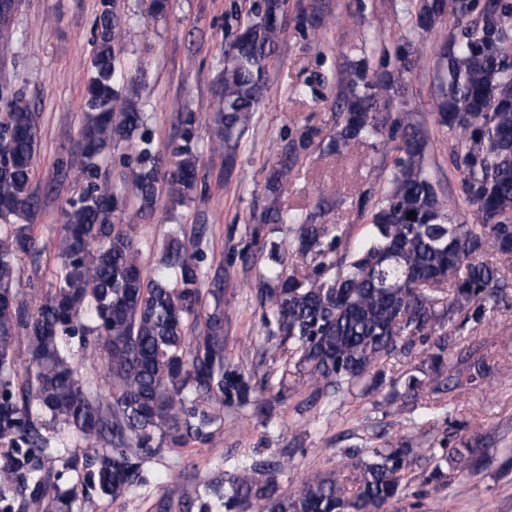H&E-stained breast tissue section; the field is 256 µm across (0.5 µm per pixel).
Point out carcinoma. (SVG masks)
I'll list each match as a JSON object with an SVG mask.
<instances>
[{
  "mask_svg": "<svg viewBox=\"0 0 512 512\" xmlns=\"http://www.w3.org/2000/svg\"><path fill=\"white\" fill-rule=\"evenodd\" d=\"M288 0H260L252 17L224 51L218 100V141L212 152L234 160L268 90V72L286 30ZM413 28L431 33L447 18L461 28L440 42L436 55L435 120L455 145L459 173L454 207L440 199L428 171V134L405 128L387 187L365 202L372 234L355 253L337 256L340 234L301 209L279 204L292 166L272 170L265 191L267 224H293L302 254L320 258L318 274L288 272L271 245L267 299L277 335L300 353L316 392L370 378L385 383L382 366L410 351L417 336L439 334L428 358L441 376L449 335L479 324L505 301L496 267L480 259L512 252V44L506 21L512 0H410ZM133 36L118 15L104 10L96 22L84 95L79 146L58 168L86 186L68 201L61 263L34 312L18 301L13 249L0 243V512H74L93 488L101 496L126 495L138 467L123 448L142 444L158 430L172 446L208 435V407L224 397L249 400L252 387L224 369V312L205 313L204 273L188 245L171 239L153 276L139 263L137 222L154 210L158 194L181 201L195 189L201 154L200 117L180 114L179 141L162 157L146 127L136 78L115 89L122 46ZM420 58L411 41L399 57V73ZM342 120L326 145L333 153L352 140L379 135L392 121L395 86L403 81L368 78L359 59L334 76ZM40 114L19 105L0 117V224L22 247L36 245L22 223L32 205V172L39 154ZM135 144V167L118 185L99 184L100 163L122 144ZM132 198V211L116 214L115 191ZM414 213V218L407 215ZM94 337L112 385L103 398L72 364L67 337ZM42 419L71 438L117 441L118 448H91L62 459L63 471L45 466L52 455L36 429ZM470 441L450 449L448 459L472 460ZM351 477H307L299 490L279 491L274 460L255 461L219 476L203 488L181 489L165 509L197 512H383L405 489L414 462L402 440L350 455ZM75 473L68 484L63 472Z\"/></svg>",
  "mask_w": 512,
  "mask_h": 512,
  "instance_id": "carcinoma-1",
  "label": "carcinoma"
}]
</instances>
